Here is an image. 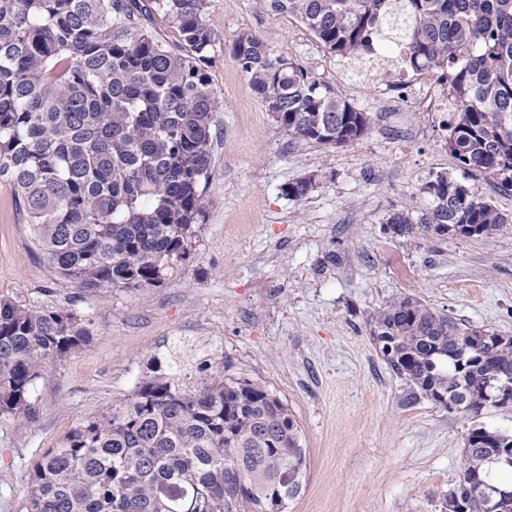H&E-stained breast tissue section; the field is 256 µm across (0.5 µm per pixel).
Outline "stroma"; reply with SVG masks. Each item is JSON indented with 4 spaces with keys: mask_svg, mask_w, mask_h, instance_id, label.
Here are the masks:
<instances>
[{
    "mask_svg": "<svg viewBox=\"0 0 512 512\" xmlns=\"http://www.w3.org/2000/svg\"><path fill=\"white\" fill-rule=\"evenodd\" d=\"M205 23L215 37L208 74L224 101L208 207L189 258L161 285L95 293L60 278L0 182V297L76 312L94 333L35 382L31 414L0 416V512H23L36 464L77 426L130 401L154 373L192 379L204 363L267 384L292 410L308 472L288 512H441L463 470L467 421L394 372L368 323L413 295L512 336V224L491 240H406L386 220L430 209L424 187L439 172L477 185L509 217L512 191L460 166L447 113L399 96L421 75L367 81L273 0H210ZM244 32L367 112L365 135L324 146L278 128L231 52ZM308 176V195L288 198L287 184Z\"/></svg>",
    "mask_w": 512,
    "mask_h": 512,
    "instance_id": "1",
    "label": "stroma"
}]
</instances>
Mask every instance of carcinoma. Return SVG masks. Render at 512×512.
<instances>
[{
  "label": "carcinoma",
  "mask_w": 512,
  "mask_h": 512,
  "mask_svg": "<svg viewBox=\"0 0 512 512\" xmlns=\"http://www.w3.org/2000/svg\"><path fill=\"white\" fill-rule=\"evenodd\" d=\"M209 0H0V181L58 273L96 292L162 283L205 217L213 122ZM324 50L383 43L404 68L448 89V149L512 190V0H274ZM162 15L177 48L141 23ZM231 51L275 124L294 139L343 145L369 115L296 60L241 34ZM311 177L288 184L305 197ZM433 208L396 211L393 236L495 238L509 219L479 188L439 173ZM67 309L0 298V415L21 418L41 372L92 339ZM391 368L469 420L464 512H512V430L483 420L512 407V337L459 322L413 296L371 316ZM307 469L294 414L268 385L213 373L191 386L156 377L135 399L73 429L35 467L24 512H286Z\"/></svg>",
  "instance_id": "carcinoma-1"
}]
</instances>
